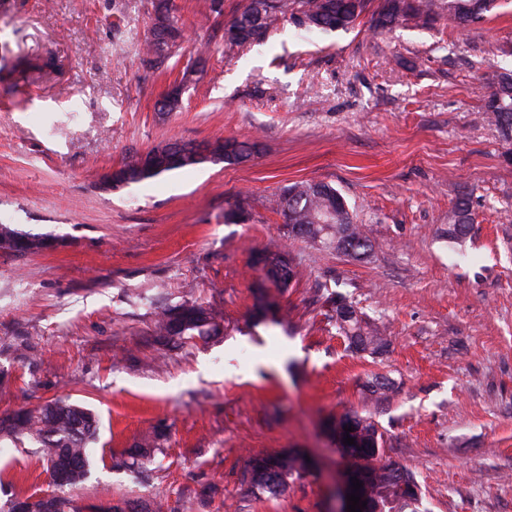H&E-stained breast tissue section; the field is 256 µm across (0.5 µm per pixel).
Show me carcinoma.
Returning a JSON list of instances; mask_svg holds the SVG:
<instances>
[{"label":"carcinoma","mask_w":512,"mask_h":512,"mask_svg":"<svg viewBox=\"0 0 512 512\" xmlns=\"http://www.w3.org/2000/svg\"><path fill=\"white\" fill-rule=\"evenodd\" d=\"M496 7V0H381L373 17L375 29L390 31L401 25L426 26L435 18L446 15L461 26L477 24ZM155 19L170 22L167 33L170 46H180L185 30L176 16L174 0H156ZM366 8V0H246L244 7L224 27V43L228 49L262 44L282 21L305 30L322 32L346 30L352 27ZM144 59L159 69L167 65L171 56L160 53L155 43L144 42ZM492 122L502 139L512 141V70L495 74L492 91L485 104ZM198 165L191 161L167 165L140 174L137 182L156 178L166 173ZM271 209L283 214L288 224L307 228L305 239L319 250L331 249L332 243L345 244L346 255L362 259L370 255L373 245L362 225L353 221L352 213L340 192L321 181H300L284 187L272 200ZM470 223V200L458 198L448 214V238L460 241ZM53 239L20 231L8 224H0V251L15 256L40 253L52 247ZM271 260L265 268L267 278L286 288L294 276L292 262L282 253H267ZM349 350L356 353L382 354L387 347L383 337L367 327L353 298L338 293L330 300L327 313ZM157 336L172 342L186 344L197 337L218 336L222 332L219 313L211 305L185 301L162 309L156 319ZM351 422L355 426L356 443L345 444L341 451L357 476L364 477L368 512H419L418 501L401 491L400 482L413 473L399 464L382 457L370 459L362 445L373 440L383 443V434L369 416L347 412L337 424ZM99 418L86 406L67 398L50 401L38 409L19 408L0 416V442L13 445L29 443L38 449L39 462L44 470L52 464L64 469L65 477L58 485L60 493L50 499L29 497L24 505L17 499L8 512H77L73 499L63 496L65 489L81 487L90 477L92 460L88 448L98 439ZM164 434L157 431L127 453L122 464L141 466L162 448ZM307 459L303 453L286 449L255 457L249 470V485L273 497L281 495L288 481L306 472Z\"/></svg>","instance_id":"obj_1"}]
</instances>
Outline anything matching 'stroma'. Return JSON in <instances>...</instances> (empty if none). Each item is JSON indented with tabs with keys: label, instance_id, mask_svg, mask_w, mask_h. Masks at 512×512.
Segmentation results:
<instances>
[{
	"label": "stroma",
	"instance_id": "35a3bbf8",
	"mask_svg": "<svg viewBox=\"0 0 512 512\" xmlns=\"http://www.w3.org/2000/svg\"><path fill=\"white\" fill-rule=\"evenodd\" d=\"M204 75L179 111H156L177 78L143 61L152 0H0V224L54 238L0 252V413L70 398L96 411L80 512L161 503L163 512H336L341 455L329 424L349 411L411 470L423 512H512V143L484 112L512 68V0L458 28L284 24L227 49L244 0H176ZM256 143L241 164L205 163L117 190L101 173L167 141ZM324 181L365 225L353 259L290 237L271 195ZM469 196L463 245L448 213ZM242 206L245 221L225 222ZM297 272L270 285L260 253ZM352 295L388 345L347 351L326 317ZM213 304L221 335L176 346L160 308ZM388 377L385 394L364 387ZM162 453L135 473L127 451L154 431ZM297 449L314 463L278 497L251 492V460ZM34 449L0 455V506L51 492Z\"/></svg>",
	"mask_w": 512,
	"mask_h": 512
}]
</instances>
